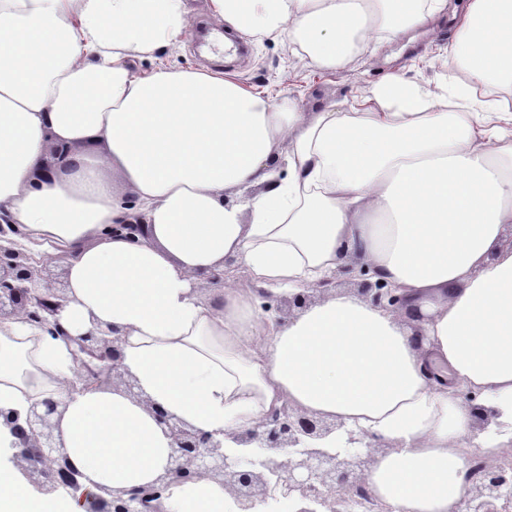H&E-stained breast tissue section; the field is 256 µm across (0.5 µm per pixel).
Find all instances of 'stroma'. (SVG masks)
I'll return each mask as SVG.
<instances>
[{"label": "stroma", "instance_id": "obj_1", "mask_svg": "<svg viewBox=\"0 0 512 512\" xmlns=\"http://www.w3.org/2000/svg\"><path fill=\"white\" fill-rule=\"evenodd\" d=\"M191 4L192 27L180 35L178 53L163 52L151 59L131 60L132 70L139 74L149 73L159 66L207 67L216 73L228 70L252 90L277 100L295 99L306 112L320 111L330 103L345 111L362 109L365 93L393 74L414 78L433 87L461 74L460 69H445L439 64L444 55L443 48L454 33L447 22L417 29L409 38H367L350 59L326 68L297 51L288 37L255 42L225 28L223 20L213 15L210 0H191ZM203 22L223 30L225 38L231 42L244 45L246 54L237 58L198 54L191 40V30Z\"/></svg>", "mask_w": 512, "mask_h": 512}]
</instances>
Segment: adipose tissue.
I'll list each match as a JSON object with an SVG mask.
<instances>
[{
	"mask_svg": "<svg viewBox=\"0 0 512 512\" xmlns=\"http://www.w3.org/2000/svg\"><path fill=\"white\" fill-rule=\"evenodd\" d=\"M212 3L232 29L288 34L322 67L448 8ZM190 19L188 0H0V218L73 252L57 315L68 340L21 312L0 321V409L57 400L56 445L96 492L156 485L171 424L243 433L288 405L375 436L365 483L387 512H458L464 449L492 464L512 444V0H468L445 50L463 79L434 92L391 76L369 112H304L228 76L129 67L176 46ZM52 144L69 156L51 161ZM136 215L148 238L113 233ZM229 259L248 287L203 296ZM362 267L402 306L332 289L280 324L261 309V290ZM106 330L122 383L70 392L76 338ZM482 407L495 414L479 431ZM233 494L205 476L171 484L164 507L231 512ZM0 512L73 509L0 467Z\"/></svg>",
	"mask_w": 512,
	"mask_h": 512,
	"instance_id": "1",
	"label": "adipose tissue"
}]
</instances>
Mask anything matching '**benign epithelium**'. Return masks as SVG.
Segmentation results:
<instances>
[{"mask_svg":"<svg viewBox=\"0 0 512 512\" xmlns=\"http://www.w3.org/2000/svg\"><path fill=\"white\" fill-rule=\"evenodd\" d=\"M118 231L131 239L145 237L148 225L134 219L113 228ZM21 235L18 225L0 224V319L23 311L29 320L46 326L51 336L65 338L57 321L65 294L41 285L34 257L17 240ZM360 292L375 306L401 302L381 280H363ZM78 347L85 359L72 388L104 384L117 372L120 352L114 338L89 334L81 337ZM57 410L58 402L51 399L31 405L24 414L0 410V436L11 437L10 455H0V465L11 463L38 493L75 499L83 512H159L171 483L192 482L209 473L221 475L224 484L233 487L235 512H275L268 508L273 501L287 507L286 512H337L349 499L337 496L336 489L350 495L365 490L363 476L373 462L367 433L345 430L340 423L285 405L268 415L260 431L225 435L240 444L238 448H226L224 439L172 424L176 448L159 485L101 494L85 488L80 473L56 454L52 416ZM335 437L339 446H321ZM35 472L43 481H30ZM466 480L469 489L459 512H503L512 502V470L505 466L486 464L482 478L468 475Z\"/></svg>","mask_w":512,"mask_h":512,"instance_id":"obj_1","label":"benign epithelium"}]
</instances>
